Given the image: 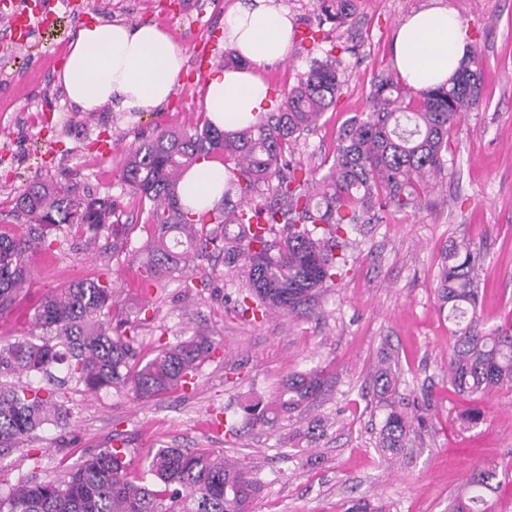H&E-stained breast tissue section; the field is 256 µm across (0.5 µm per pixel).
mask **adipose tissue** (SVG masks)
<instances>
[{
  "instance_id": "obj_1",
  "label": "adipose tissue",
  "mask_w": 512,
  "mask_h": 512,
  "mask_svg": "<svg viewBox=\"0 0 512 512\" xmlns=\"http://www.w3.org/2000/svg\"><path fill=\"white\" fill-rule=\"evenodd\" d=\"M224 38L255 64L283 58L292 41V21L274 0H239L224 20ZM470 39L457 16L444 6L410 15L394 40V62L407 84L429 89L448 84ZM183 53L168 31L156 25L121 20L90 23L78 29L58 76L66 98L82 111L104 106L136 116L149 112L174 93ZM268 87L247 69H229L207 82L206 112L219 128L234 130L256 122L264 112ZM229 174L210 161L183 177L181 200L194 209L220 200Z\"/></svg>"
}]
</instances>
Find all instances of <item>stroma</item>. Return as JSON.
Masks as SVG:
<instances>
[{"mask_svg": "<svg viewBox=\"0 0 512 512\" xmlns=\"http://www.w3.org/2000/svg\"><path fill=\"white\" fill-rule=\"evenodd\" d=\"M56 30L35 33L22 46L0 53V142L14 140L42 148L45 163L25 176L0 177V234L21 235L26 226L7 204L28 180L65 179L94 194L120 195L118 173L137 136L162 129L203 124L205 91L191 77L195 46L211 44L210 70L224 67V18L238 0H126L116 20L157 24L169 31L184 55V74L168 102L137 119L104 107L85 124L73 125L76 111L61 93L56 76L65 59L57 42L71 40L82 25L104 19L89 6L81 15L65 12ZM293 26H322L330 41L355 47L344 58L341 95L315 128L303 135L296 156L314 177L326 174V159L336 149V134L366 108L369 81L393 64V42L401 23L414 12L440 4L455 13L470 42L480 51L483 81L476 103L464 112L449 140L444 172L423 192V207L367 224L346 247L342 279L318 299L309 318L270 315L254 320L236 300L244 282L223 258L196 263L201 293L185 292L179 277L144 290L139 269L148 258L144 216L132 201L118 211L123 224L135 223L128 241L104 240L86 246L71 233L53 249L27 254L30 280L13 310L0 317V339L40 335L32 320L48 294L69 284L107 274L115 289L113 314L144 313L138 341L145 357L157 346L205 330L216 352L194 385L148 401L115 390L88 393L68 384L59 395L71 413L69 429L43 430L35 442L0 453V496L19 477L59 478L83 457L125 446L132 477H141L161 447L207 448L220 457L256 469L263 488L252 512H346L360 498L386 503L390 512H448V503L474 469L493 460L501 480L499 512H512V387L478 399L458 395L446 376L454 325L437 297L445 251L462 240L481 250L478 269L480 318L485 328L512 323V0H363L343 27L321 22L316 0H276ZM310 65V54L292 44L285 58L259 72L271 95L296 85ZM53 113L45 129L18 125L29 110ZM112 142L111 153L98 140ZM390 352L403 373V393L423 408L426 425L401 464L381 461L376 439L384 418L369 390L382 352ZM325 370L321 396L290 419L245 430L241 437L216 427L219 419L242 421L249 392L269 396L289 373L310 366ZM482 420L465 424L471 409ZM325 431L316 443L296 437L313 419Z\"/></svg>", "mask_w": 512, "mask_h": 512, "instance_id": "35a3bbf8", "label": "stroma"}]
</instances>
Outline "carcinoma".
I'll return each mask as SVG.
<instances>
[{
    "label": "carcinoma",
    "instance_id": "obj_1",
    "mask_svg": "<svg viewBox=\"0 0 512 512\" xmlns=\"http://www.w3.org/2000/svg\"><path fill=\"white\" fill-rule=\"evenodd\" d=\"M325 19L343 25L356 12L357 0H318ZM335 44L314 58L297 85L260 113L257 122L236 130L207 123L190 130H160L132 144L119 182L127 194L148 206L157 236L147 244L140 274L147 288L170 272L183 275V288H195L190 262L216 252L224 263L241 265L247 294L238 298L253 318L270 312L291 316L312 313L327 284L343 276L341 249L378 213L414 212L421 190L447 163L448 136L462 112L476 103L482 83L477 50L462 61L451 84L414 91L386 68L373 75L367 107L339 131L327 173L318 181L295 159L301 135L336 103L341 54ZM224 155L229 178L222 200L195 212L180 200V182L201 160ZM238 200H233V197ZM13 212L26 220L24 235H0V315L16 302L30 278L25 255L49 249L74 228L88 243L104 235L124 240L131 225L114 220L118 201L79 193L74 184L35 179L16 192ZM253 206L248 216L262 219L260 231L234 213ZM235 224L238 232L230 234ZM288 226L284 237L276 226ZM57 235L49 236L50 231ZM480 252L469 245L445 253L439 271L438 299L448 308L455 341L448 359V382L474 398L498 387H512V324L485 331L477 313L476 270ZM112 281L88 278L46 297L33 321L53 332L49 338H20L0 344V377L38 373L55 382L52 370L97 393L127 390L150 400L193 384L214 349L212 336H192L157 350L150 359L136 347L138 324L111 317ZM323 370L288 374L276 395L244 407V426L266 425L319 397ZM400 375L389 357L380 359L371 387L384 411L377 450L389 461L425 426L418 406L399 393ZM68 410L46 386L0 380V448L31 441L47 425L66 428ZM126 449L107 448L88 455L56 480L19 478L0 497V512H251L261 491L250 469L203 448H159L145 467V479H128ZM498 470L472 472L453 497L450 512H494L490 496Z\"/></svg>",
    "mask_w": 512,
    "mask_h": 512
}]
</instances>
